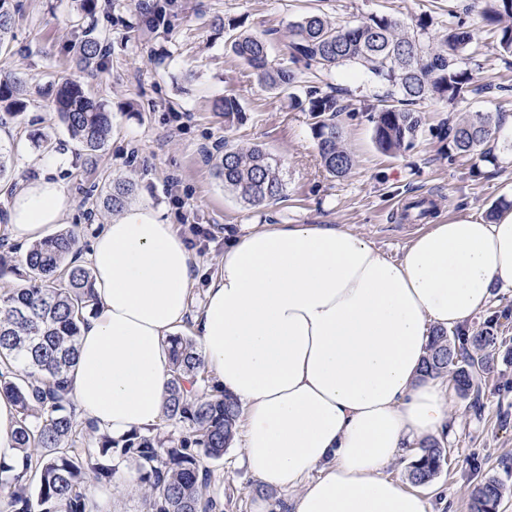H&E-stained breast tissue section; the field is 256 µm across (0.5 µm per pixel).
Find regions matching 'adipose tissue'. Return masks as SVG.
Returning a JSON list of instances; mask_svg holds the SVG:
<instances>
[{
  "instance_id": "adipose-tissue-1",
  "label": "adipose tissue",
  "mask_w": 512,
  "mask_h": 512,
  "mask_svg": "<svg viewBox=\"0 0 512 512\" xmlns=\"http://www.w3.org/2000/svg\"><path fill=\"white\" fill-rule=\"evenodd\" d=\"M10 197L7 228L21 243L46 238L70 207L45 175ZM86 263L98 304L68 377L79 417L116 439L159 424L167 340L190 319L215 384L245 412L249 471L292 494L283 506L258 498L257 512H428L383 470L454 420L444 379L420 376L428 336L512 291V210L432 224L397 260L331 224L245 225L193 317L198 258L150 206L129 202L102 225Z\"/></svg>"
}]
</instances>
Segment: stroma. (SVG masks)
<instances>
[{
  "label": "stroma",
  "instance_id": "stroma-1",
  "mask_svg": "<svg viewBox=\"0 0 512 512\" xmlns=\"http://www.w3.org/2000/svg\"><path fill=\"white\" fill-rule=\"evenodd\" d=\"M12 54L0 69L29 79L26 109L8 119L0 145L14 146L15 179L53 175L71 206L62 229L78 230L89 247L110 213L96 204L115 179L133 181L137 199L175 225L194 242L198 256L190 310L198 312L208 280L218 268L226 231L244 224H333L364 235L393 258L425 221L406 219L403 205L426 196L444 221L484 220L492 208L512 202V127L501 126L489 159L480 153L455 154L435 135L447 118L475 112L512 116V54L501 52L497 38L482 22L481 0H101L92 19L110 45L104 70L86 72L72 61L71 44L83 35L74 0H13ZM165 8L168 23L154 29L141 21L140 7ZM309 12L346 22L372 16L401 21L424 44L439 45L450 15L476 32L477 52L465 53L471 74L464 98H433L420 103L426 125L412 148L382 153L373 140L364 104L386 95L368 83L355 65L322 76L324 92L341 90L346 110L337 122L354 165L342 177L322 166L309 113L294 108L287 95L261 85L225 46L226 25L268 35L270 58L290 63L288 25ZM428 19L418 31L420 19ZM78 80L85 91L106 103L112 134L105 146L88 153L71 141L51 109L55 75ZM232 95L243 119L225 127L215 99ZM260 146L278 161L285 182L281 199L253 206L225 189L216 177L225 147ZM204 228L193 236L190 227ZM483 409L454 396L456 425L448 435L449 454L440 473L422 492L431 512H471V494L487 479L499 480L498 512H512V364L497 362L482 393ZM243 451L232 445L220 469L224 512H254L256 479L241 464ZM99 512H143L144 488L112 494L107 482H91Z\"/></svg>",
  "mask_w": 512,
  "mask_h": 512
}]
</instances>
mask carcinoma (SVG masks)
<instances>
[{
    "label": "carcinoma",
    "instance_id": "cac0c4a2",
    "mask_svg": "<svg viewBox=\"0 0 512 512\" xmlns=\"http://www.w3.org/2000/svg\"><path fill=\"white\" fill-rule=\"evenodd\" d=\"M486 2L484 21L495 27L499 48L512 54V0ZM13 25L11 0H0V53L9 52ZM289 33L290 67L271 63L269 43L261 35H231L229 44L260 84L288 93L296 107L313 115L319 156L334 177L345 176L354 159L336 123L345 107L336 95L315 85L319 75L354 63L370 82L392 88L393 103L365 106L374 142L388 154L410 147L423 132L412 105L435 95L454 101L469 92L471 77L462 67L461 53L474 43L475 33L461 22L448 26L436 51L424 50L416 35L388 16L350 25L312 13L291 23ZM76 47L75 64L84 69L102 64L109 52L105 39L91 29ZM305 69L313 79H303ZM24 87V78L0 74V124L24 108ZM54 110L71 139L85 150L104 147L112 130L110 112L79 82L57 76ZM215 110L224 113L228 127L241 119L242 107L233 96L218 99ZM497 127L490 113L477 112L467 120L449 121L441 139L459 154L471 153ZM218 176L225 188L252 205L279 199L285 188L277 163L258 146L224 148ZM133 191L131 181L112 182L103 207L121 211ZM80 252L79 233L71 229L31 244L21 270L9 267L8 257L0 255V277L10 272L18 279L0 292V395L17 407L16 435L23 451L18 474L0 461V501L7 500L10 512H95L87 476L110 482L118 461L145 488L144 512H224V494L216 487L214 470L203 461L224 458L238 432L240 409L230 395L207 385L194 339L182 334L169 338L171 378L158 427L114 439L77 416L67 378L76 364L81 328L97 304L90 272L79 263ZM499 329L492 320L468 334L433 329L421 376L447 377L463 396L480 394L497 351L505 349V358L512 359V347L498 336ZM170 425L185 432H162ZM446 457L441 442L427 443L423 455L410 462L408 480L431 483ZM502 491L495 478L478 486L472 493L473 512H497Z\"/></svg>",
    "mask_w": 512,
    "mask_h": 512
}]
</instances>
